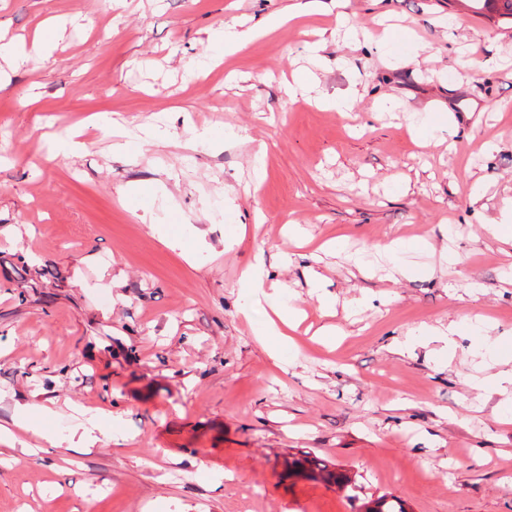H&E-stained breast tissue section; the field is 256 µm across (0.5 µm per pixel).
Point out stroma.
Returning a JSON list of instances; mask_svg holds the SVG:
<instances>
[{"instance_id":"35a3bbf8","label":"stroma","mask_w":512,"mask_h":512,"mask_svg":"<svg viewBox=\"0 0 512 512\" xmlns=\"http://www.w3.org/2000/svg\"><path fill=\"white\" fill-rule=\"evenodd\" d=\"M291 2L0 0L6 39L55 44L0 55V424L30 404L42 431L0 464V512H512V389L472 383L512 370V259L484 229L512 235V27L464 0H349L232 54L212 39ZM429 116L445 140L415 136ZM146 124L115 157L113 128ZM397 237L411 273L391 278ZM329 240L325 305L307 255ZM259 250L306 312L285 368L242 312ZM476 314L479 334L430 335ZM95 415L98 443L70 447ZM301 450L351 489L282 478Z\"/></svg>"}]
</instances>
